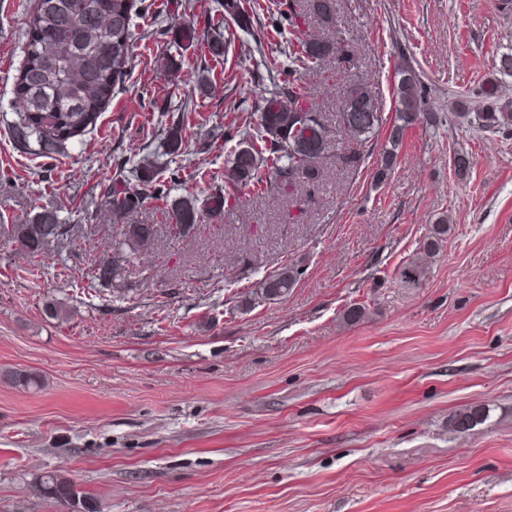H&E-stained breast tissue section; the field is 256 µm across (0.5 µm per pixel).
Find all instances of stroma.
<instances>
[{
	"instance_id": "stroma-1",
	"label": "stroma",
	"mask_w": 512,
	"mask_h": 512,
	"mask_svg": "<svg viewBox=\"0 0 512 512\" xmlns=\"http://www.w3.org/2000/svg\"><path fill=\"white\" fill-rule=\"evenodd\" d=\"M223 0H139L128 74L95 128L49 157L17 145L14 78L34 0H0V222L57 211L49 261L27 260L0 232V512H69L34 494L60 470L97 512H512V134L466 122L411 125L377 178L397 119L394 69L409 60L431 108L466 111L498 86L512 105V10L502 0H336L351 70L327 61L303 84L326 117L324 175L288 200L205 217L187 235L158 203L153 254L126 262L119 291L88 271L111 256L116 226L100 187L129 158L168 162L187 124L170 199L224 191L234 155L216 128L227 102L258 115L288 63L295 29L259 12L228 55L210 43ZM196 28L174 44L171 20ZM217 76L206 92L197 77ZM370 78L383 124L361 167L337 166L343 91ZM471 168L458 176L455 153ZM453 226L415 286L400 283L441 215ZM304 273L279 300H243L271 271ZM71 321L47 320V296ZM364 318L343 320L345 307ZM39 375L34 388L4 373ZM485 408L465 433L451 416ZM44 316L57 323H66L73 316V307L66 300L52 297L43 304Z\"/></svg>"
}]
</instances>
